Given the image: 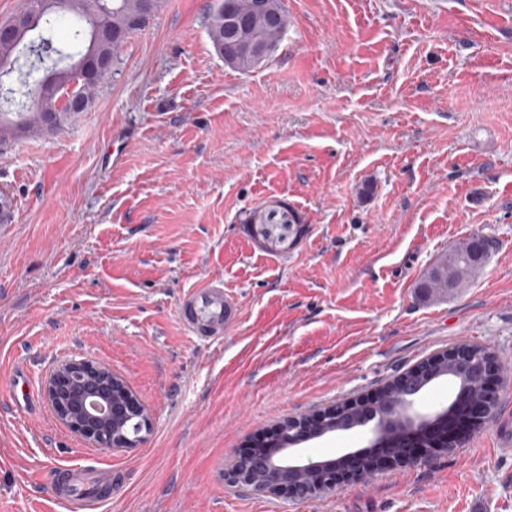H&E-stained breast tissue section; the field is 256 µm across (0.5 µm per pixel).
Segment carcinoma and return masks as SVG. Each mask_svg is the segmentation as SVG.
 <instances>
[{"label": "carcinoma", "mask_w": 512, "mask_h": 512, "mask_svg": "<svg viewBox=\"0 0 512 512\" xmlns=\"http://www.w3.org/2000/svg\"><path fill=\"white\" fill-rule=\"evenodd\" d=\"M158 0H114L112 14L91 32L89 23L100 16L99 0H42L35 26L24 33L21 41H0V60L19 61L23 48L32 43L48 47L46 60L40 64L34 94L29 106L13 112L0 111V144L22 137L50 133L45 116L55 106L56 88L69 79L70 68L88 66L94 56H116L120 33L127 35L143 27L153 16ZM231 11L248 20L243 38H256L274 54L288 27V14L282 0H218L209 12L208 33L224 63L238 71L248 72L262 59L245 54L229 45L225 13ZM65 19L74 21L70 41L65 46L54 44L51 33ZM489 242L472 237L441 255L425 274L421 287L428 295H448L451 288L463 287L485 263Z\"/></svg>", "instance_id": "cac0c4a2"}]
</instances>
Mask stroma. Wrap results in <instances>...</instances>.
<instances>
[{"label":"stroma","instance_id":"1","mask_svg":"<svg viewBox=\"0 0 512 512\" xmlns=\"http://www.w3.org/2000/svg\"><path fill=\"white\" fill-rule=\"evenodd\" d=\"M214 0H160L63 130L0 145V512H65L57 465L111 470L102 512H512V375L460 448L314 499L225 473L287 419L371 401L461 342L512 368V0H284L250 72L208 35ZM284 206L302 233L271 243ZM483 268L446 297L419 283L468 237ZM222 281L223 342L178 322ZM90 357L148 410L144 442L94 448L41 380ZM363 432L302 445L326 460Z\"/></svg>","mask_w":512,"mask_h":512}]
</instances>
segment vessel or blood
<instances>
[{
  "label": "vessel or blood",
  "instance_id": "1",
  "mask_svg": "<svg viewBox=\"0 0 512 512\" xmlns=\"http://www.w3.org/2000/svg\"><path fill=\"white\" fill-rule=\"evenodd\" d=\"M237 316L236 306L227 299L222 284L205 280L187 291L179 302V321L188 335L200 341H220ZM52 490L66 512H99L100 496L86 489L81 477L68 484L53 483Z\"/></svg>",
  "mask_w": 512,
  "mask_h": 512
}]
</instances>
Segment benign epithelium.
I'll return each mask as SVG.
<instances>
[{"label":"benign epithelium","instance_id":"benign-epithelium-1","mask_svg":"<svg viewBox=\"0 0 512 512\" xmlns=\"http://www.w3.org/2000/svg\"><path fill=\"white\" fill-rule=\"evenodd\" d=\"M87 71L76 69L68 82L58 91L57 111L72 114L83 112L88 102L82 96V84ZM447 374L461 378L483 391L475 398L469 387L459 392L449 405L422 413L415 408V398L425 386ZM499 366L494 357L476 359L473 344L459 343L420 362L403 373L397 380L401 384L413 376H422V382L413 395L400 404L383 407L382 413L370 409L363 413L359 423L351 424L346 417L358 407V401L344 402L316 418L304 417L288 420L278 427L274 443L275 453L265 454L273 464L272 476L259 488V492L276 497L313 499L316 494L307 491L301 481L306 468L319 469L317 485L322 491L330 490L349 481L368 483L371 476L383 467L423 465L443 452L457 448L464 432L448 429V418L457 417L466 429L487 423L490 405L495 395L489 386L498 376ZM45 400L60 424L93 447L110 448L123 452L137 447L143 433L150 430L151 418L139 402L126 378L112 365L88 358L71 357L58 362L42 379ZM139 418L140 433L128 437L106 431L109 423ZM370 438L365 449L350 451L325 461L310 459L287 463L290 454L300 452L298 445L322 435V426L330 423L333 431L345 432L368 423ZM255 454L238 458L240 467H230L226 479L246 484L252 475L250 462Z\"/></svg>","mask_w":512,"mask_h":512}]
</instances>
